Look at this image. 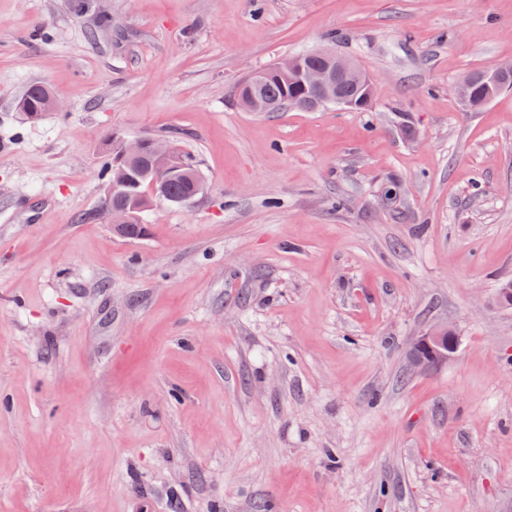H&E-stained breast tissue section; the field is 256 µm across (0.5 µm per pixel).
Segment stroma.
<instances>
[{
	"instance_id": "1",
	"label": "stroma",
	"mask_w": 512,
	"mask_h": 512,
	"mask_svg": "<svg viewBox=\"0 0 512 512\" xmlns=\"http://www.w3.org/2000/svg\"><path fill=\"white\" fill-rule=\"evenodd\" d=\"M331 35L371 110L236 106ZM510 61L512 0H0V512H512ZM116 133L206 186L137 239ZM56 93L44 83H33L31 84L24 95L21 97V100H27L33 104L36 109V112H27L24 113L28 119L34 120L37 119L42 112L46 111L51 103L53 97H55ZM458 345V336L452 326H438L430 329L419 338L416 348H425L429 353L430 363L415 355L413 365L416 367H428L448 359Z\"/></svg>"
}]
</instances>
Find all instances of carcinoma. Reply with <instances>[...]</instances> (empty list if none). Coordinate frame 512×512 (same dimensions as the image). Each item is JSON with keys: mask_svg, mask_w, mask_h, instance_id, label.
<instances>
[{"mask_svg": "<svg viewBox=\"0 0 512 512\" xmlns=\"http://www.w3.org/2000/svg\"><path fill=\"white\" fill-rule=\"evenodd\" d=\"M341 92L352 102L353 110L366 111L372 107V103L362 99L364 90L354 82L342 85ZM236 96L240 106L250 109L273 102L279 104V112L288 108L314 112L325 107V104L316 102L317 95L312 90L288 82L287 77L269 66L262 69L257 82L240 85ZM53 97L55 92L48 85L31 84L22 99L32 103L35 111L26 113V117L31 120L38 118L49 108ZM155 141L154 136L143 138V159L137 164L124 167L126 183L122 187V196L104 197L102 210H118L126 200L134 197H181L190 191V176L199 172L195 156L175 144L171 145L172 152L169 155H157L153 152Z\"/></svg>", "mask_w": 512, "mask_h": 512, "instance_id": "1", "label": "carcinoma"}]
</instances>
